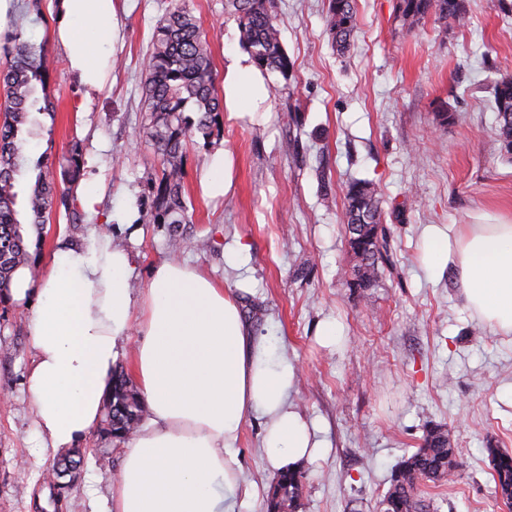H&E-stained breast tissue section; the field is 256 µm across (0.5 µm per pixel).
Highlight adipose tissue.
I'll use <instances>...</instances> for the list:
<instances>
[{"instance_id": "obj_1", "label": "adipose tissue", "mask_w": 512, "mask_h": 512, "mask_svg": "<svg viewBox=\"0 0 512 512\" xmlns=\"http://www.w3.org/2000/svg\"><path fill=\"white\" fill-rule=\"evenodd\" d=\"M53 41L87 96L103 91L119 31L114 0H55ZM264 78L249 55L224 62V109L256 111ZM431 278L456 274L465 307L496 332L512 335V224H431L423 231ZM130 255L109 234L64 243L40 276L16 268L0 296L30 305L33 364L29 392L37 456L78 445L100 423L112 386L117 344L139 340L130 368L150 418L124 449L110 499L90 512H232L241 466L232 448L243 420L265 419L263 448L276 469L323 457L328 448L291 399L297 367L271 362L248 335L236 298L199 269L156 265L133 292Z\"/></svg>"}]
</instances>
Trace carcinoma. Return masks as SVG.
<instances>
[{
  "label": "carcinoma",
  "instance_id": "cac0c4a2",
  "mask_svg": "<svg viewBox=\"0 0 512 512\" xmlns=\"http://www.w3.org/2000/svg\"><path fill=\"white\" fill-rule=\"evenodd\" d=\"M237 18L242 45L264 71L283 77L293 70V62L280 39L274 14V0H226ZM398 15L407 29L419 25L432 15L450 27L460 28L468 20L464 0H398ZM326 28L331 43L344 53L356 28L353 0H328ZM15 45L7 69L0 72V90L6 96L5 118L0 123V289L8 286L15 267L27 262L22 226L16 210L17 177L23 167L22 126L30 112L44 111L37 96L36 83L44 82L51 60L43 48L14 37ZM144 111L150 113L147 135L157 146L163 166L158 187L159 203L172 223H182L186 206L183 197V174L186 141L193 132L207 137L224 111L216 88L211 50L201 37L200 27L186 0H174L159 20L146 52L145 78L142 83ZM494 110L497 113V136L504 153L512 156V75L504 74L494 85ZM197 113V119L184 116ZM72 175L60 188L46 166L39 167L28 197L32 223L42 224L56 199L66 200L79 175L78 154L70 157ZM345 218L348 224L381 223L378 190L366 181H354L345 193ZM385 256L351 266L350 286L372 288L382 272ZM113 403H128L121 416L124 429L138 426L142 403L129 388L125 372L116 369L112 376ZM493 469L495 493L504 503H512V453L499 448L488 449ZM456 448L440 426L426 430L423 443L404 457L392 470L389 489L377 502V512H431L430 503L419 490L423 481L445 482L455 468ZM302 489V476L296 471H280L272 479L268 512L294 510Z\"/></svg>",
  "mask_w": 512,
  "mask_h": 512
}]
</instances>
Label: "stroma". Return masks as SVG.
<instances>
[{
	"instance_id": "35a3bbf8",
	"label": "stroma",
	"mask_w": 512,
	"mask_h": 512,
	"mask_svg": "<svg viewBox=\"0 0 512 512\" xmlns=\"http://www.w3.org/2000/svg\"><path fill=\"white\" fill-rule=\"evenodd\" d=\"M118 2L112 85L89 98L49 37L52 0H20L11 33L54 61L39 93L49 109L23 128L21 223L32 220L36 161L59 177L76 149L80 181L105 187L99 211L134 257L135 291L170 258L230 290L273 359L299 367L293 400L329 448L301 466L295 512H375L392 469L430 425L445 428L457 450L450 481L420 485L438 512H506L488 451H512V335L471 315L453 269L430 279L421 250L429 224L512 222V159L500 151L492 91L500 74H512V13L468 0L466 27L429 17L409 31L397 0H355L356 31L340 55L325 27L327 0H275L294 68L267 74L265 110L220 113L210 136L187 142L186 220L173 224L158 207L162 165L143 132L141 99L146 50L170 0ZM189 5L223 73L226 56L243 49L238 22L226 0ZM221 145L233 156L232 187L206 198V157ZM355 180L380 190L389 243L378 283L365 290L347 283L344 194ZM94 227L76 196L56 202L40 252L51 258L59 241H80ZM30 314L0 302V512H88L90 495L109 497L122 451L93 431L80 478L56 501L50 473L58 457L33 454ZM324 322L341 326L340 347L317 341ZM262 433V418L248 415L235 449L242 482L259 493L237 497L235 512H266L275 471Z\"/></svg>"
}]
</instances>
